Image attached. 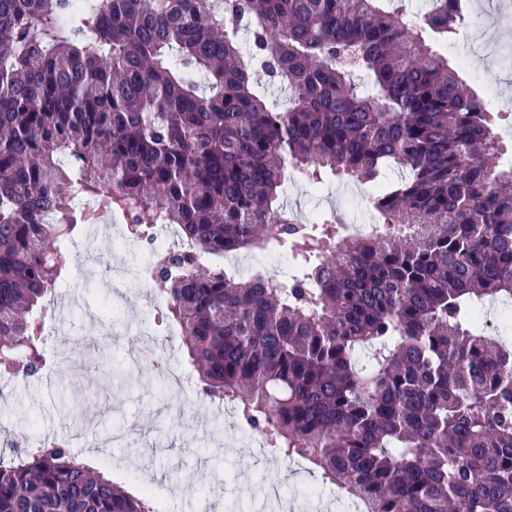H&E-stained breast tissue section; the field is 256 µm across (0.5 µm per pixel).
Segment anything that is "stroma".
I'll use <instances>...</instances> for the list:
<instances>
[{"instance_id":"1","label":"stroma","mask_w":512,"mask_h":512,"mask_svg":"<svg viewBox=\"0 0 512 512\" xmlns=\"http://www.w3.org/2000/svg\"><path fill=\"white\" fill-rule=\"evenodd\" d=\"M493 28L512 29V0H484L479 23L464 19L448 44L467 52L468 35L485 44ZM465 75L486 107L500 113L499 133L511 144L512 112L502 105L512 96V69L480 54ZM354 189L331 179L317 186L294 179L285 200L303 223L319 216L346 221ZM162 309V301L138 281L114 295L100 279L85 281L71 271L42 310L49 326L44 350L52 360L66 350L81 357L82 371L73 380L0 377V453H12L14 444L32 437L56 440L125 491L150 488L159 512H198L203 502L210 512H248L252 495L269 478L299 501L319 488L304 464L281 457L258 462L248 427L226 420L197 396L193 384L170 392L156 378L144 383L108 379V372L126 370V352L140 345L127 331L128 323L148 324L160 341L174 334V326L161 321ZM106 322L115 324V334L96 340ZM185 477L194 494H185Z\"/></svg>"}]
</instances>
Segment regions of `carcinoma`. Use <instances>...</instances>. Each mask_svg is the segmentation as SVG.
<instances>
[{"instance_id": "1", "label": "carcinoma", "mask_w": 512, "mask_h": 512, "mask_svg": "<svg viewBox=\"0 0 512 512\" xmlns=\"http://www.w3.org/2000/svg\"><path fill=\"white\" fill-rule=\"evenodd\" d=\"M401 2L0 0V374L48 365L80 195L137 239L179 227L164 318L273 451L363 512H512V344L476 321L512 298V166L448 61L468 0ZM290 167L371 185L382 223H299ZM276 247L293 275L211 262ZM0 512L156 507L55 444L0 456Z\"/></svg>"}]
</instances>
